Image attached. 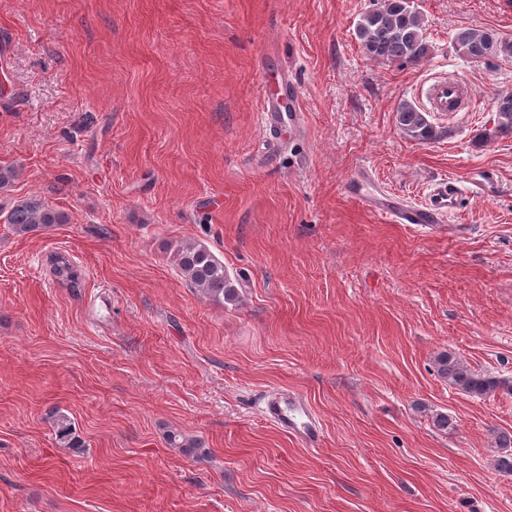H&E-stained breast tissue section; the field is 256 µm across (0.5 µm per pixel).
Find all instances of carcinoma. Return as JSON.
I'll list each match as a JSON object with an SVG mask.
<instances>
[{"label":"carcinoma","mask_w":512,"mask_h":512,"mask_svg":"<svg viewBox=\"0 0 512 512\" xmlns=\"http://www.w3.org/2000/svg\"><path fill=\"white\" fill-rule=\"evenodd\" d=\"M356 35L360 48L370 59L387 63L417 64L430 52L423 32V23L412 0H384L364 13L357 24ZM457 50L468 60L487 61L512 58V38L495 30L460 28L454 34ZM496 119L488 138L512 136V94H501L496 100ZM399 130L407 137L428 142L440 136L426 114L415 106L403 103L397 108ZM7 223L22 236L65 222L64 214L36 195H27L12 204L6 212ZM177 266L189 285L214 303L236 299V282L226 272L224 261L208 248L182 242L175 249ZM50 271L56 282L74 291L82 287L79 269L62 254L49 257ZM435 371L448 385L468 394L485 397L502 393L512 395V382L496 379L478 372L456 355L442 352L435 358ZM56 446L78 448L73 419L60 408L49 411ZM166 441L174 448L189 454L204 450L202 441L186 438L178 432L167 435ZM499 454L495 459L498 472L512 474V434L503 432L498 438Z\"/></svg>","instance_id":"cac0c4a2"}]
</instances>
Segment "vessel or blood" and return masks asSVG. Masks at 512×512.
I'll use <instances>...</instances> for the list:
<instances>
[{
    "label": "vessel or blood",
    "mask_w": 512,
    "mask_h": 512,
    "mask_svg": "<svg viewBox=\"0 0 512 512\" xmlns=\"http://www.w3.org/2000/svg\"><path fill=\"white\" fill-rule=\"evenodd\" d=\"M426 108L431 112H468L474 99L467 84L454 75L433 77L423 92ZM262 122L265 129L276 130L282 126H295L302 114L300 110L281 111L273 98H265L262 105ZM355 197L365 207L386 221L395 224H418L424 227L439 224L454 209L459 197V187L454 181L445 180L430 193L426 202L408 205L374 188V180L369 171H362L355 179ZM307 404L300 398L281 395L268 399L264 405V415L280 429L296 437L304 446H316L320 431L314 422L305 415Z\"/></svg>",
    "instance_id": "obj_1"
}]
</instances>
